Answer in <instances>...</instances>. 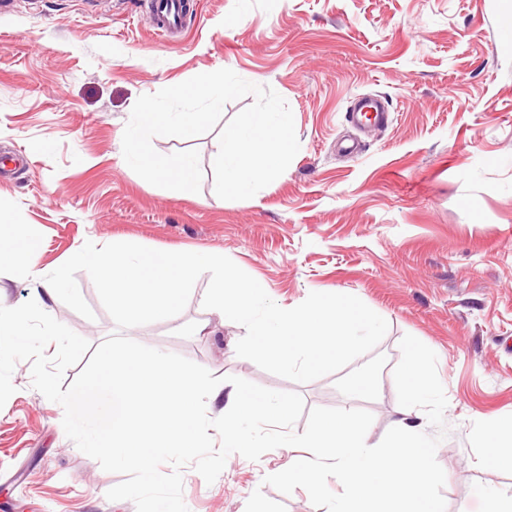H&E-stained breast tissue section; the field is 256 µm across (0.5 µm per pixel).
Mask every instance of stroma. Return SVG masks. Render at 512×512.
Masks as SVG:
<instances>
[{
    "instance_id": "35a3bbf8",
    "label": "stroma",
    "mask_w": 512,
    "mask_h": 512,
    "mask_svg": "<svg viewBox=\"0 0 512 512\" xmlns=\"http://www.w3.org/2000/svg\"><path fill=\"white\" fill-rule=\"evenodd\" d=\"M182 34L155 31L146 0H14L0 12V207L26 228L13 247L39 271L85 242L223 253L285 309L309 293L357 296L388 323L371 353L300 384L237 356L244 328L203 308L196 281L176 317L126 337L182 355L214 376L301 395L306 408L364 409L379 443L399 417L393 369L412 335L437 355L448 434L436 459L446 512H483L479 491L512 496L483 423L512 421V0H188ZM229 67L289 105L300 150L246 200L214 192L218 130L155 150H197L201 190L153 186L123 162L119 129L137 98ZM381 98L386 120L361 129L347 114ZM76 282L94 313L62 301L47 312L98 346L117 327L90 276ZM376 392L352 399L361 374ZM0 408V512H136L107 491L103 470L66 436L61 405L18 362ZM276 448L231 454L214 483L182 470L188 512H327L304 489L284 495L267 475L305 458Z\"/></svg>"
}]
</instances>
